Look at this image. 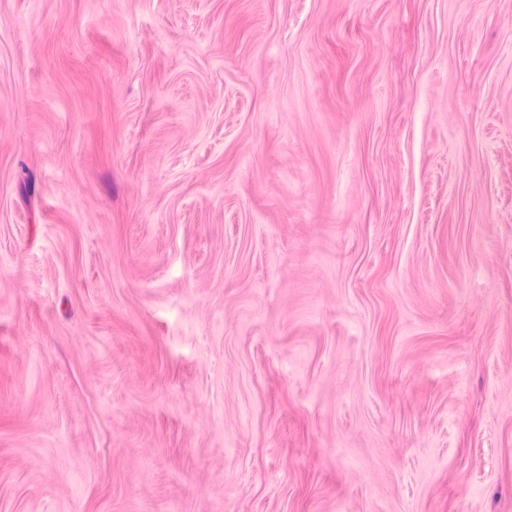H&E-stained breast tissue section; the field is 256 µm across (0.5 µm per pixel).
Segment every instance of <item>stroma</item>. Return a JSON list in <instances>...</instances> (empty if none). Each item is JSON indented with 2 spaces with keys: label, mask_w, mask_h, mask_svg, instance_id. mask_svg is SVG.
<instances>
[{
  "label": "stroma",
  "mask_w": 512,
  "mask_h": 512,
  "mask_svg": "<svg viewBox=\"0 0 512 512\" xmlns=\"http://www.w3.org/2000/svg\"><path fill=\"white\" fill-rule=\"evenodd\" d=\"M0 512H512V0H0Z\"/></svg>",
  "instance_id": "1"
}]
</instances>
